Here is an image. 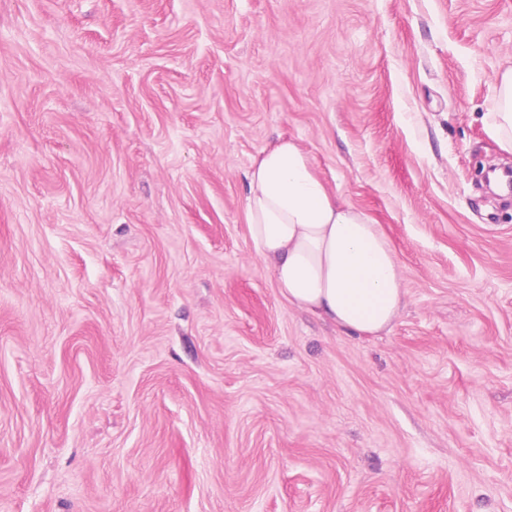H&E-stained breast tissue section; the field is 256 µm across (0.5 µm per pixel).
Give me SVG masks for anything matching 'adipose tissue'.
<instances>
[{
    "instance_id": "obj_1",
    "label": "adipose tissue",
    "mask_w": 512,
    "mask_h": 512,
    "mask_svg": "<svg viewBox=\"0 0 512 512\" xmlns=\"http://www.w3.org/2000/svg\"><path fill=\"white\" fill-rule=\"evenodd\" d=\"M488 130L512 151V70ZM246 220L256 251L291 305L364 338L390 330L402 274L381 225L341 201L291 139L262 150L247 173Z\"/></svg>"
}]
</instances>
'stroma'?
Wrapping results in <instances>:
<instances>
[{
	"instance_id": "stroma-1",
	"label": "stroma",
	"mask_w": 512,
	"mask_h": 512,
	"mask_svg": "<svg viewBox=\"0 0 512 512\" xmlns=\"http://www.w3.org/2000/svg\"><path fill=\"white\" fill-rule=\"evenodd\" d=\"M512 0H0V512H512ZM292 139L388 236L354 338L286 302ZM487 122L499 147L512 151V70L502 75L497 106Z\"/></svg>"
}]
</instances>
